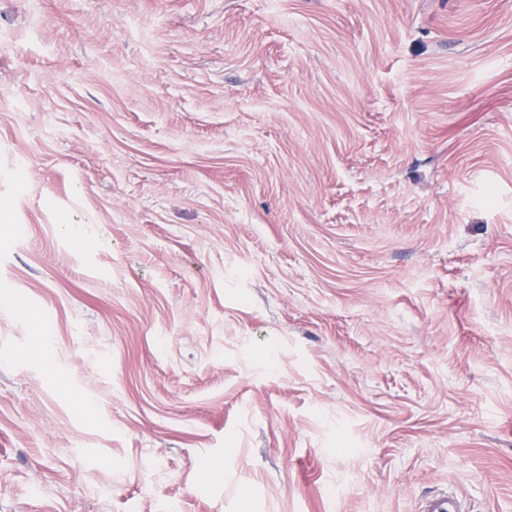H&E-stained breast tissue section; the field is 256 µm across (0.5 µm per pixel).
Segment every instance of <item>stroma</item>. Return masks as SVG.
<instances>
[{"label": "stroma", "instance_id": "1", "mask_svg": "<svg viewBox=\"0 0 512 512\" xmlns=\"http://www.w3.org/2000/svg\"><path fill=\"white\" fill-rule=\"evenodd\" d=\"M512 512V0H0V512ZM465 506L462 500L453 492H444L426 501L422 512H464Z\"/></svg>", "mask_w": 512, "mask_h": 512}]
</instances>
